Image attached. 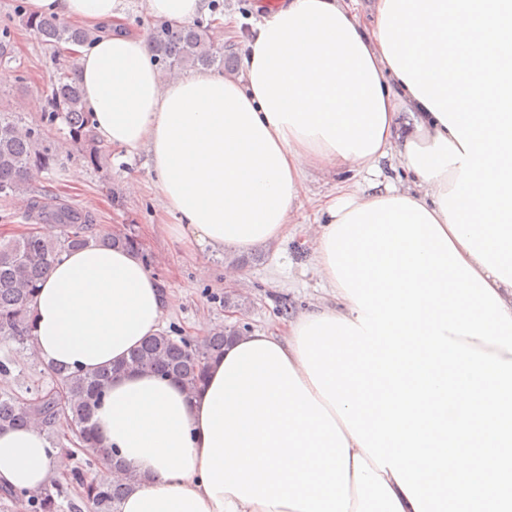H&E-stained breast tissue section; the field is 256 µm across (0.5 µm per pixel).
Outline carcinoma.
<instances>
[{"mask_svg": "<svg viewBox=\"0 0 512 512\" xmlns=\"http://www.w3.org/2000/svg\"><path fill=\"white\" fill-rule=\"evenodd\" d=\"M25 23L41 44L57 53L65 45L89 46L93 41L91 33L59 18L28 16ZM150 43L170 76L188 66L224 67V49L214 45L205 27L194 23L164 21L151 29ZM94 140L92 113L85 106L72 67L56 69L48 110L40 124L28 126L0 113V197L24 200V219L32 225L29 232L0 242V337L22 348L33 343L32 303L43 276L64 253L88 245L89 233L97 223L92 211L48 192L37 178L53 170L61 152L81 144L92 147ZM36 224H56L61 227V235L46 240L34 228ZM98 244L139 249L134 238L119 234L104 233L98 237ZM241 333V329L231 327L194 343L162 330L112 367L89 373L48 365L46 370L56 387L37 391L28 400L0 393V428L31 423L43 426L65 414L78 429L81 442L91 449V457L77 462L72 480L83 489V498L92 512H121L126 494L137 482L133 474L112 483L85 479V472L95 462L114 456L112 449L94 443L89 428L92 412L113 377L124 372H152L173 377L193 392L203 381L206 364ZM61 494L60 489L54 495L41 491L32 495L31 503L38 512H60L57 497Z\"/></svg>", "mask_w": 512, "mask_h": 512, "instance_id": "cac0c4a2", "label": "carcinoma"}]
</instances>
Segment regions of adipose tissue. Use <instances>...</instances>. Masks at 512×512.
Listing matches in <instances>:
<instances>
[{
    "instance_id": "ef3b65f1",
    "label": "adipose tissue",
    "mask_w": 512,
    "mask_h": 512,
    "mask_svg": "<svg viewBox=\"0 0 512 512\" xmlns=\"http://www.w3.org/2000/svg\"><path fill=\"white\" fill-rule=\"evenodd\" d=\"M97 29L78 79L97 134L146 149L185 248L284 237L310 170L408 185L320 202L334 298L228 342L189 394L113 378L91 424L139 478L122 512H512V0H282L239 75L163 80L121 0H27ZM416 133L395 148L398 105ZM139 252L94 244L33 303L40 359L93 371L159 332ZM44 428L0 430V486L47 487Z\"/></svg>"
}]
</instances>
